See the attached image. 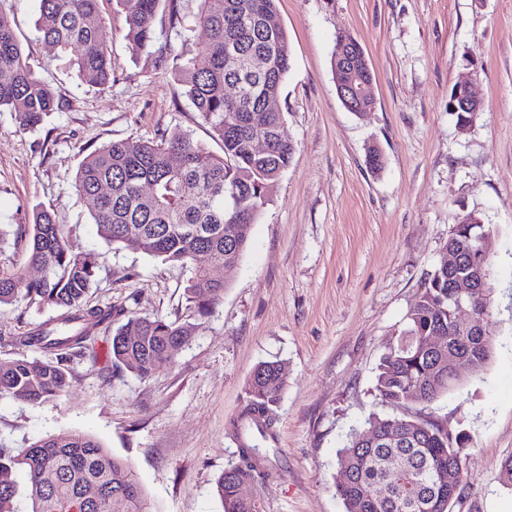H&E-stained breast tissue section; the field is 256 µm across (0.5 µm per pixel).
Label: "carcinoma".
Returning <instances> with one entry per match:
<instances>
[{
    "mask_svg": "<svg viewBox=\"0 0 512 512\" xmlns=\"http://www.w3.org/2000/svg\"><path fill=\"white\" fill-rule=\"evenodd\" d=\"M99 0H39L38 30L54 50L78 49L74 65L86 83L104 89L112 77V30L98 14ZM126 20L125 38L134 52L153 46L154 22L161 0H116ZM197 23L208 42L178 66L182 96L200 113L221 143L217 155L184 133L153 139L113 141L89 152L75 177L77 193L94 201L92 218L109 244L133 237L138 249L164 263L187 265L206 252L216 266L238 265L253 224L295 153L282 135L286 118L273 106L290 70L287 30L278 20L277 0H200ZM262 56V71L243 60ZM16 114L18 128L40 126L59 108L51 86L35 76L23 57L10 16L0 10V109ZM259 115V132L272 137L268 151L252 149L253 128L243 125ZM471 233L452 232L446 248L462 250L480 264L485 277L491 251L477 236L486 231L475 213L462 215ZM15 240L24 254L0 257V305L60 311L54 325L44 323L0 347L31 348L48 359L22 356L0 363V395L38 404L58 397L69 385L71 358L93 350L98 334H109L113 363L142 380L159 362L189 342L195 324L131 314L112 328V307H91L86 295L98 268L92 253H76L64 226L38 208L30 224H19ZM36 266L42 276L26 270ZM448 255L424 282L407 314L396 345L383 358L376 389L393 405L428 404L455 386L448 379V355L482 344L466 359L472 374L482 372L492 352L489 335L478 338L448 328ZM226 283L195 269L184 289L197 315L206 317L221 301ZM447 332L441 350L427 354L423 338ZM284 385L279 362H262L252 371L247 400L230 422L239 439V465L224 471L216 494L224 512H259L256 500L241 495L243 485L266 478L270 450L246 432L272 437L273 406ZM373 439L354 431L338 455L337 495L345 512H448L458 498L466 468L469 436L452 433L437 421L373 414L366 420ZM27 476L31 512H154L130 463L112 455L95 438L77 431L49 434L16 453L0 445V512H15V475Z\"/></svg>",
    "mask_w": 512,
    "mask_h": 512,
    "instance_id": "obj_1",
    "label": "carcinoma"
}]
</instances>
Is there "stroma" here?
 Here are the masks:
<instances>
[{"instance_id":"stroma-1","label":"stroma","mask_w":512,"mask_h":512,"mask_svg":"<svg viewBox=\"0 0 512 512\" xmlns=\"http://www.w3.org/2000/svg\"><path fill=\"white\" fill-rule=\"evenodd\" d=\"M291 67L278 106L293 160L253 226L224 296L209 317L188 308L193 269L131 245L106 243L91 200L77 195L83 149L181 132L220 143L155 56L208 40L199 0H179L178 27L156 15L150 51L132 53L125 16L99 0L112 30V81L88 85L41 39L38 0H0L31 70L60 107L21 131L0 110V228L32 221L36 206L65 227L73 251L93 253L90 305L196 323L188 344L142 380L98 358L69 363L61 396L37 405L0 396V444L25 448L50 433L80 431L127 460L157 512H223L215 482L239 462L230 422L263 361L285 367L274 407L272 476L244 485L261 512H344L337 453L373 414L432 417L469 436L467 472L452 512H512L499 474L512 455V0H278ZM363 47L374 77L373 112L348 111L331 58L338 33ZM484 102L469 126L448 109L455 85ZM384 165L371 170L369 146ZM475 212L493 238L490 332L481 375L427 405L393 407L376 389L418 291L450 228Z\"/></svg>"}]
</instances>
